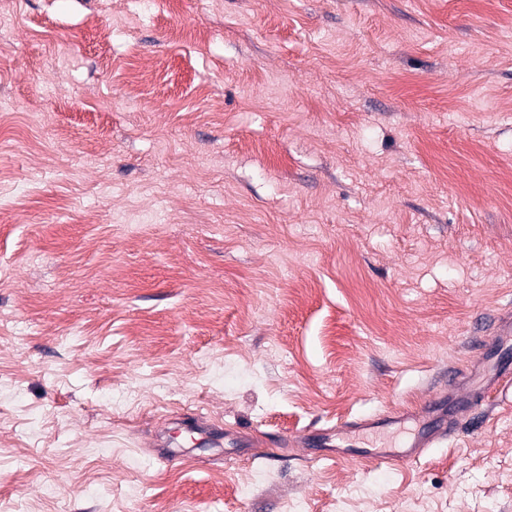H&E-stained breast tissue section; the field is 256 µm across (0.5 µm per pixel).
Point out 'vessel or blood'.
<instances>
[{
  "mask_svg": "<svg viewBox=\"0 0 512 512\" xmlns=\"http://www.w3.org/2000/svg\"><path fill=\"white\" fill-rule=\"evenodd\" d=\"M512 388V363L492 362L478 358L469 372L453 374L448 391L429 400L420 411L415 428L402 447L372 445L361 453L362 458L392 466L408 464L422 456L426 449L454 436L459 429V417L478 406L485 390L505 391ZM406 414L396 412L365 415L337 424L331 430H319L296 436V443L318 452L320 458L347 459V445L353 444L357 434L365 431L389 430L404 423Z\"/></svg>",
  "mask_w": 512,
  "mask_h": 512,
  "instance_id": "vessel-or-blood-1",
  "label": "vessel or blood"
}]
</instances>
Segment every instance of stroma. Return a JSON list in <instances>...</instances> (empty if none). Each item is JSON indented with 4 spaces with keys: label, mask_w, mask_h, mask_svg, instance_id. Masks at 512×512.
<instances>
[{
    "label": "stroma",
    "mask_w": 512,
    "mask_h": 512,
    "mask_svg": "<svg viewBox=\"0 0 512 512\" xmlns=\"http://www.w3.org/2000/svg\"><path fill=\"white\" fill-rule=\"evenodd\" d=\"M0 180V512H512V392L277 445L512 310V0H0ZM511 387L512 363L491 362L480 355L469 372L458 374L453 371L448 380V393L424 404L416 427L409 433L402 448L369 445L358 455L339 449L358 443L355 437L360 432L393 429L417 415L396 412L365 415L336 424L334 430L298 434L295 442L318 452L321 459L337 461L360 456L378 464H409L419 459L427 448H434L454 436L459 430V416L479 405L483 390L504 392ZM342 444L347 445L344 447ZM335 447L336 451L332 449Z\"/></svg>",
    "instance_id": "obj_1"
}]
</instances>
